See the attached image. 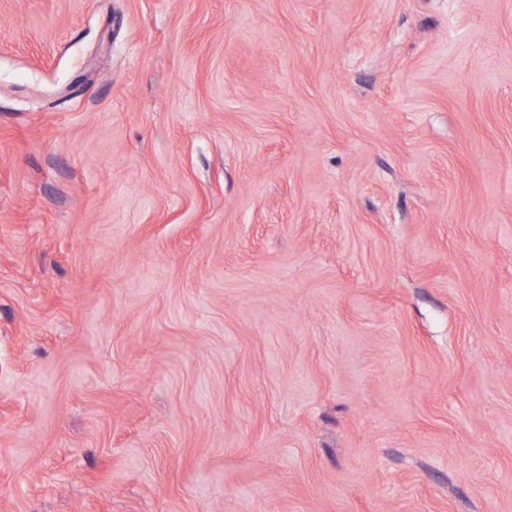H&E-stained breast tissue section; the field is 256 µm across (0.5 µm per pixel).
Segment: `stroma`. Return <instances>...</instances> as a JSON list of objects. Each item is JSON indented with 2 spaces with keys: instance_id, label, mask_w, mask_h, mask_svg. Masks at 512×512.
I'll return each mask as SVG.
<instances>
[{
  "instance_id": "stroma-1",
  "label": "stroma",
  "mask_w": 512,
  "mask_h": 512,
  "mask_svg": "<svg viewBox=\"0 0 512 512\" xmlns=\"http://www.w3.org/2000/svg\"><path fill=\"white\" fill-rule=\"evenodd\" d=\"M0 512H512V0H0Z\"/></svg>"
}]
</instances>
